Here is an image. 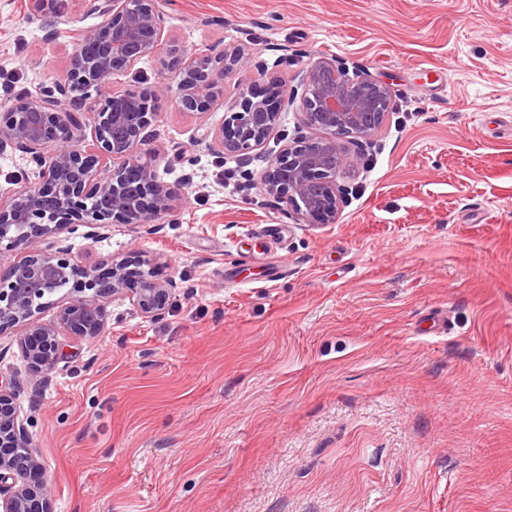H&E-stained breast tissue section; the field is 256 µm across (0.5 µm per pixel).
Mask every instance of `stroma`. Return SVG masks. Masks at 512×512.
Wrapping results in <instances>:
<instances>
[{
  "mask_svg": "<svg viewBox=\"0 0 512 512\" xmlns=\"http://www.w3.org/2000/svg\"><path fill=\"white\" fill-rule=\"evenodd\" d=\"M87 0H0V99L64 78ZM59 27L49 41L45 32ZM191 56L248 50L206 115L156 101L142 150L179 205L153 233L70 236L74 259L157 262L175 291L32 375L0 329V379L55 512H512V0H168ZM336 57L394 89L336 223H297L259 176L308 135L288 113L245 156L194 144L241 85ZM0 155V196L31 185Z\"/></svg>",
  "mask_w": 512,
  "mask_h": 512,
  "instance_id": "stroma-1",
  "label": "stroma"
}]
</instances>
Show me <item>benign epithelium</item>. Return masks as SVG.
Here are the masks:
<instances>
[{
	"label": "benign epithelium",
	"mask_w": 512,
	"mask_h": 512,
	"mask_svg": "<svg viewBox=\"0 0 512 512\" xmlns=\"http://www.w3.org/2000/svg\"><path fill=\"white\" fill-rule=\"evenodd\" d=\"M105 21L81 33L72 68L38 96L16 94L0 113V153L26 154L37 182L24 193L0 198V329L25 325L18 343L33 374L54 371L66 356L62 337L98 336L104 330L100 299L125 296L148 319L166 313L173 282L155 275L151 260L112 259L103 276L77 263L58 235L86 228L98 239L114 224L147 226L173 212L176 197L154 172L155 157L141 150L144 131L157 117L153 102L165 95L186 112L204 115L217 105L224 79L247 63L242 48L212 46L187 58L163 46L165 0H91ZM159 58L172 81L106 96L90 106L95 151L78 146L91 91H102L139 62ZM393 88L368 73L349 74L342 61L318 57L290 87L268 80L264 90L245 86L217 128L201 126L199 139L222 153L259 149L293 111L317 135L301 138L272 157L260 175L262 190L291 207L304 224H334L347 189L341 168L355 169L362 152H342L336 136L369 140L383 126ZM27 251L23 261L13 253ZM64 293L57 323L37 314ZM15 382H0V512H54V489L19 419Z\"/></svg>",
	"instance_id": "7a95c632"
}]
</instances>
